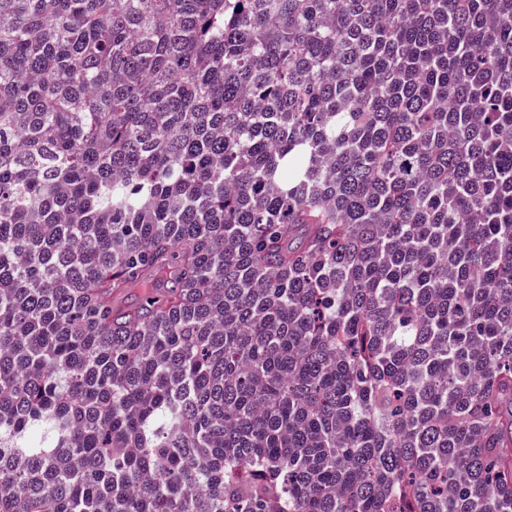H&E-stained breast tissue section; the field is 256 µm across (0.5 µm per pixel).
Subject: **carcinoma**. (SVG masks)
I'll return each mask as SVG.
<instances>
[{
	"label": "carcinoma",
	"instance_id": "obj_1",
	"mask_svg": "<svg viewBox=\"0 0 512 512\" xmlns=\"http://www.w3.org/2000/svg\"><path fill=\"white\" fill-rule=\"evenodd\" d=\"M0 512H512V0H0Z\"/></svg>",
	"mask_w": 512,
	"mask_h": 512
}]
</instances>
